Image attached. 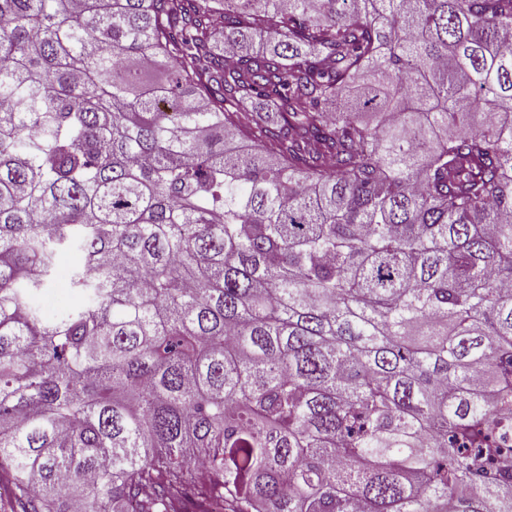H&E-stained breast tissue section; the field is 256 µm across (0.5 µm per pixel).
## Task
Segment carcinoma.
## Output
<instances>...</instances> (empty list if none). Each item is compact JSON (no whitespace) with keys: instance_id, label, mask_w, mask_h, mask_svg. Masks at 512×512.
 <instances>
[{"instance_id":"1","label":"carcinoma","mask_w":512,"mask_h":512,"mask_svg":"<svg viewBox=\"0 0 512 512\" xmlns=\"http://www.w3.org/2000/svg\"><path fill=\"white\" fill-rule=\"evenodd\" d=\"M509 414L512 0H0L9 512H512ZM75 262L72 253L62 251L56 259L58 280L53 288H47L39 298V305L49 319L56 317L63 306V298L67 288L68 273Z\"/></svg>"}]
</instances>
